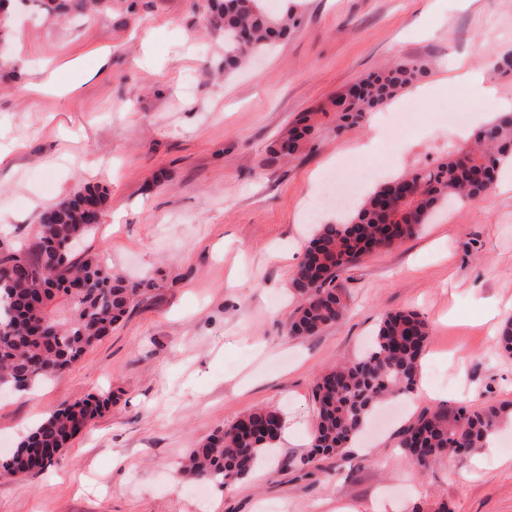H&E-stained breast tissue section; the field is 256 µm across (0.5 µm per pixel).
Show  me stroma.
<instances>
[{
	"label": "stroma",
	"instance_id": "stroma-1",
	"mask_svg": "<svg viewBox=\"0 0 512 512\" xmlns=\"http://www.w3.org/2000/svg\"><path fill=\"white\" fill-rule=\"evenodd\" d=\"M287 1L299 16L288 40L229 75L224 34L197 0L64 22L18 13L0 49V239L28 244L43 208L99 185L108 200L87 250L154 287L63 375L0 394L1 455L62 402L109 399L59 465L0 478V512H512L511 427L494 452L424 471L397 447L422 410L512 403V354L495 346L512 316V174L341 273L343 321L303 338L285 327L313 231L305 202L324 173L350 159L382 177L424 167L512 106V76L492 70L512 49V0ZM402 58L432 68L359 127L323 126L295 159L269 163L289 123ZM50 73L62 93L29 91ZM440 107L466 122L428 120ZM399 309L430 325L429 394L386 408L344 455L307 463L315 378L354 359L381 314ZM259 406L284 412L288 437L247 480L179 473L191 448Z\"/></svg>",
	"mask_w": 512,
	"mask_h": 512
}]
</instances>
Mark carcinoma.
Listing matches in <instances>:
<instances>
[{
	"label": "carcinoma",
	"instance_id": "carcinoma-1",
	"mask_svg": "<svg viewBox=\"0 0 512 512\" xmlns=\"http://www.w3.org/2000/svg\"><path fill=\"white\" fill-rule=\"evenodd\" d=\"M34 2L39 11L56 17L112 10V0ZM205 8L210 22L224 32L226 74L287 38L297 22L293 9L271 15L259 0H206ZM429 70L427 60L386 63L328 107L298 118L272 143L269 161L295 158L325 120L338 129L360 124ZM506 164L512 165V111L480 130L472 147L383 181L344 219L316 225L290 281L298 306L289 334L313 335L340 321L348 307L345 293L334 285L340 270L414 237L452 200L490 196ZM106 200L99 187L84 186L41 211L28 246L0 241V390L27 391L64 373L151 288L145 280L126 281L95 256L72 255V246L90 238L102 222ZM429 336V324L420 314L389 312L368 350L317 376L318 421L308 462L343 454L381 403L415 391ZM108 403L106 397L63 403L0 458V477H34L53 466L44 455L68 447L79 424L94 421ZM510 420L511 403L426 409L400 428L398 446L408 463L426 469L451 448L465 458L489 447L500 425ZM280 424L279 411L257 408L192 449L181 471L225 487L242 481L277 447Z\"/></svg>",
	"mask_w": 512,
	"mask_h": 512
}]
</instances>
